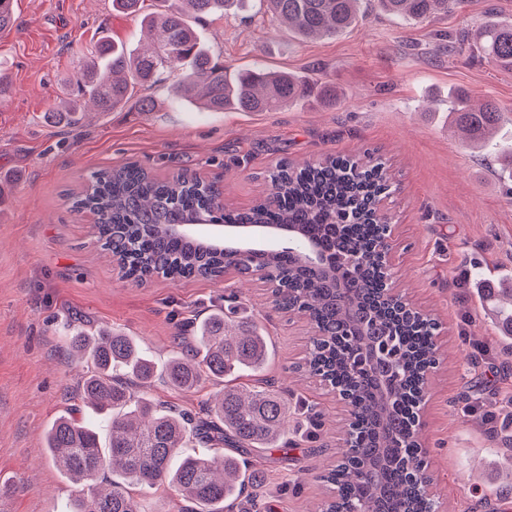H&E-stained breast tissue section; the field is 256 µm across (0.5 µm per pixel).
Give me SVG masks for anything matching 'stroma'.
Segmentation results:
<instances>
[{
	"mask_svg": "<svg viewBox=\"0 0 512 512\" xmlns=\"http://www.w3.org/2000/svg\"><path fill=\"white\" fill-rule=\"evenodd\" d=\"M17 26L0 35L10 87L0 95V512H68L79 486L60 473L45 446L59 416L83 417L85 372L68 338L81 330L133 337L157 366L178 335L212 311L243 304L271 342L266 377L291 407L289 448L243 450L268 476L262 512H310L325 493L318 476L338 458L346 408L300 369L315 335L303 317L274 310L268 283L235 272L213 281L161 276L122 279L100 250L94 219L70 207L92 171L129 161L161 176L181 170L217 181L228 207L264 195L277 162L328 154L385 162L391 218L390 284L439 322V363L428 374L419 428L428 452L436 512H512L498 464L512 447V356L485 312L486 285L512 286V176L493 146L470 151L448 128V95L496 101L500 134L512 136V70L489 65L450 38L489 20L512 21V0H468L462 12L424 22L362 7L357 24L304 43L251 9L199 21L209 51L229 69L288 70L311 84L333 82L345 100L324 108L311 96L278 112H201L167 86L152 113L87 112L79 129L49 119L75 99L73 65L93 37L144 43L139 17L112 0H17ZM217 389L173 390L162 379L140 389L154 401L198 413Z\"/></svg>",
	"mask_w": 512,
	"mask_h": 512,
	"instance_id": "35a3bbf8",
	"label": "stroma"
}]
</instances>
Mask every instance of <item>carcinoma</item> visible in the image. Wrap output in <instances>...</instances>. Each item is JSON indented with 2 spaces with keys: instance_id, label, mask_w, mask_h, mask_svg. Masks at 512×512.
<instances>
[{
  "instance_id": "obj_1",
  "label": "carcinoma",
  "mask_w": 512,
  "mask_h": 512,
  "mask_svg": "<svg viewBox=\"0 0 512 512\" xmlns=\"http://www.w3.org/2000/svg\"><path fill=\"white\" fill-rule=\"evenodd\" d=\"M155 12L141 14L144 0H112V8L142 15L156 34L130 49L101 34L73 68V80L99 113L134 103L153 112L158 102L148 90L175 77L171 88L200 111L278 112L310 96L308 81L262 67L229 73L200 39L195 22L222 14L248 0H156ZM258 11L288 26L304 42L332 38L358 20L362 0H254ZM393 16L415 21L455 13L466 0H376ZM16 21L14 0H0V32ZM474 47L489 63L512 68V22L487 23L457 47ZM80 105L61 103L53 123L76 127ZM451 126L474 144L497 134L499 108L492 99L479 106L468 96L448 98ZM269 195L246 211L224 209L214 181L194 172L158 177L136 164L100 169L72 197V208L95 216L97 243L112 255L122 276L144 283L155 274L178 279L214 280L233 269L243 278L257 270L277 283L273 305L297 311L314 326L307 370L321 376L349 400L356 429L355 448L319 475L330 494L313 512H432L423 496L427 475L413 466L419 448L414 406L436 364L431 339L437 322L426 313L387 298L380 250L389 220L380 208L391 187L380 161L328 155L317 162L280 161ZM214 219L224 224H265L291 230L289 246L242 256L169 231L172 224ZM316 247L324 263L305 256ZM512 328V298L490 308ZM86 363L79 385L83 400L100 417L108 440L97 428L58 417L45 445L60 470L75 482L92 481L105 468L115 472L109 487L76 497L69 512H150L129 494L125 483L147 487L167 483L191 503V512H233L237 500L256 504L266 478L255 465L233 455L177 458L190 442L230 448L288 445V399L262 380L250 390L234 381L256 376L269 356L268 336L252 319L217 309L194 330L192 343L165 368V380L189 392L204 380L223 387L195 418L170 404L138 398L123 373L144 385L155 376L152 359L130 337L101 330L68 339Z\"/></svg>"
}]
</instances>
